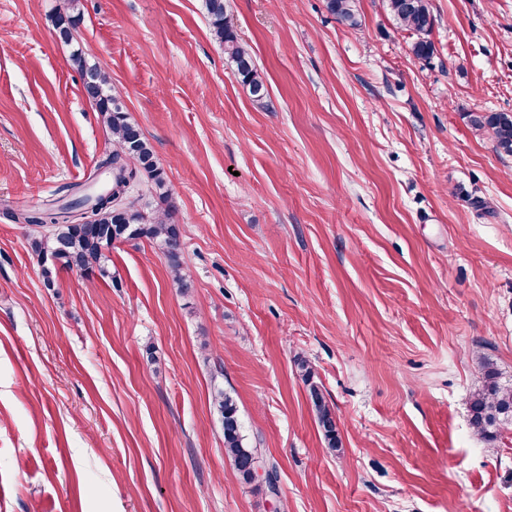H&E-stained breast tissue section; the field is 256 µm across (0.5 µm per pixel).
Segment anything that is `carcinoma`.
Listing matches in <instances>:
<instances>
[{
  "label": "carcinoma",
  "instance_id": "1",
  "mask_svg": "<svg viewBox=\"0 0 512 512\" xmlns=\"http://www.w3.org/2000/svg\"><path fill=\"white\" fill-rule=\"evenodd\" d=\"M78 2L62 0L54 13L56 34L66 44L74 41L73 30L80 16ZM385 2L393 20L414 36L409 46L412 55L421 60L430 59L434 54V44L430 39L434 17L429 0ZM325 7L340 22L350 26L358 24L355 0H325ZM203 8L211 34L234 64L240 82L255 100L266 98L265 78L254 62L251 49L232 28L226 0H203ZM71 61L81 73L84 96L95 106L116 149L104 152L95 164L96 170L111 174L105 191L97 195L82 193L61 205L52 203L12 214L18 224L53 226L51 232H40L30 237L31 250L43 264L44 286L55 287L57 271L61 268L109 278L107 252L112 245L146 238L155 242L168 259L177 286L189 288L190 283L181 267L183 242L177 225L172 221L176 202L168 189L165 170L157 162L153 148L139 125L126 112L120 95L112 90L108 72L90 61L80 48L73 50ZM469 122L474 129L489 133L499 151L512 155V112H472ZM144 178L147 179L149 193L161 203L159 209L150 213L140 198L133 196L134 187L141 185ZM479 360L484 376L481 386L468 397L470 424L480 439L492 444L504 431L512 429V380H503L489 358L481 356ZM298 368L316 409L324 438L330 448L336 449L339 447L336 421L314 381L312 368L305 360L299 361ZM213 404L221 416L225 455L232 460L243 480H253L251 468L257 464L258 448L249 444L243 435L235 400L219 389L213 396Z\"/></svg>",
  "mask_w": 512,
  "mask_h": 512
}]
</instances>
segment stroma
Listing matches in <instances>:
<instances>
[{
  "mask_svg": "<svg viewBox=\"0 0 512 512\" xmlns=\"http://www.w3.org/2000/svg\"><path fill=\"white\" fill-rule=\"evenodd\" d=\"M0 0V512H512V430L469 424L480 355L512 379V0H430V61L384 0H228L256 101L203 0H81L176 199L192 281L146 240L45 288L11 214L96 176L109 137L51 20ZM306 358L341 451L295 365ZM278 474L244 481L215 390ZM226 0H203V8L212 36L224 48L234 64L240 82L249 89L253 98L261 101L267 97L265 78L259 72L251 49L244 44L232 28L227 16ZM325 7L340 22L349 26L358 24L355 0H325ZM470 125L491 135L496 148L512 155V112H471Z\"/></svg>",
  "mask_w": 512,
  "mask_h": 512,
  "instance_id": "1",
  "label": "stroma"
}]
</instances>
